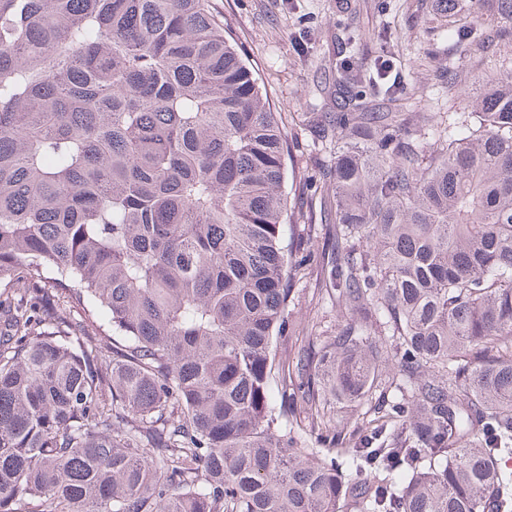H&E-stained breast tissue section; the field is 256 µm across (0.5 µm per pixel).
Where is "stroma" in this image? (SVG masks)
I'll list each match as a JSON object with an SVG mask.
<instances>
[{
    "label": "stroma",
    "mask_w": 512,
    "mask_h": 512,
    "mask_svg": "<svg viewBox=\"0 0 512 512\" xmlns=\"http://www.w3.org/2000/svg\"><path fill=\"white\" fill-rule=\"evenodd\" d=\"M230 37L257 70L280 112L289 141L287 237L303 248L307 265L293 283L289 321L294 331L279 339L280 357L294 358L306 336L336 335L348 311L328 290L322 270L320 221L324 200L314 189L332 160L311 128L325 111L322 89L328 66L369 69L379 55L390 58L402 86L422 112H444L448 98L437 82L454 59L450 38L431 29L435 0H214Z\"/></svg>",
    "instance_id": "stroma-1"
}]
</instances>
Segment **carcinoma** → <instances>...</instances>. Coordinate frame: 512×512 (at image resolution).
Wrapping results in <instances>:
<instances>
[{"label":"carcinoma","mask_w":512,"mask_h":512,"mask_svg":"<svg viewBox=\"0 0 512 512\" xmlns=\"http://www.w3.org/2000/svg\"><path fill=\"white\" fill-rule=\"evenodd\" d=\"M481 2L432 18L463 112L336 72L350 318L292 368L288 143L210 0H0V512H512V0ZM378 391L336 447L331 401Z\"/></svg>","instance_id":"cac0c4a2"}]
</instances>
